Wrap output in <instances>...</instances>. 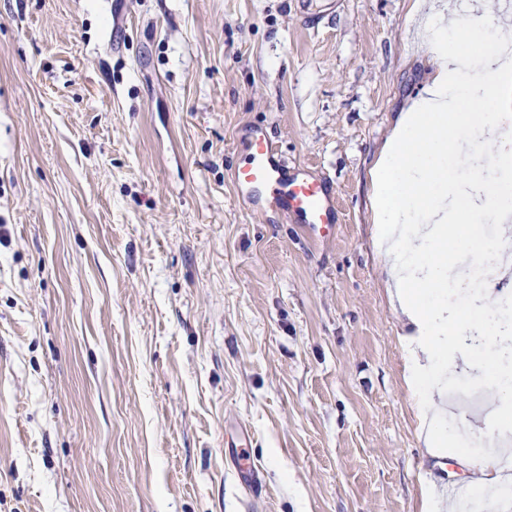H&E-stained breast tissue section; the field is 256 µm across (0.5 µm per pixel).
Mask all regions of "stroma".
Here are the masks:
<instances>
[{
	"instance_id": "35a3bbf8",
	"label": "stroma",
	"mask_w": 512,
	"mask_h": 512,
	"mask_svg": "<svg viewBox=\"0 0 512 512\" xmlns=\"http://www.w3.org/2000/svg\"><path fill=\"white\" fill-rule=\"evenodd\" d=\"M298 2L0 0V512H423L469 484L463 448L424 451L373 241L431 72L416 0ZM448 2L465 57L512 21ZM252 127L329 184L330 239L238 199ZM493 403L461 367L439 406L494 448ZM466 491L465 486L448 484L445 492L443 489L441 494H437L430 488L426 489L424 494L428 508L433 509V511H442L446 508V499L444 497L445 493L448 494V497L460 500L466 495Z\"/></svg>"
}]
</instances>
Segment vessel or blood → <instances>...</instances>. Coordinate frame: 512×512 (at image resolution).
Listing matches in <instances>:
<instances>
[{
	"label": "vessel or blood",
	"instance_id": "1",
	"mask_svg": "<svg viewBox=\"0 0 512 512\" xmlns=\"http://www.w3.org/2000/svg\"><path fill=\"white\" fill-rule=\"evenodd\" d=\"M241 146L245 158L233 185L247 207L257 213L299 215L311 237H330L336 205L325 182L308 168L288 165L260 130H251Z\"/></svg>",
	"mask_w": 512,
	"mask_h": 512
}]
</instances>
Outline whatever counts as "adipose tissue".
Segmentation results:
<instances>
[{"instance_id":"adipose-tissue-1","label":"adipose tissue","mask_w":512,"mask_h":512,"mask_svg":"<svg viewBox=\"0 0 512 512\" xmlns=\"http://www.w3.org/2000/svg\"><path fill=\"white\" fill-rule=\"evenodd\" d=\"M427 32L433 46L432 77L423 94L400 113L372 169L375 239L387 272L390 296L409 332L404 338L408 385L424 444L443 456L449 443L438 424L434 394L459 363L471 362L464 330L483 331L486 307L437 303L434 291L454 269L452 230L491 211L496 222H512V199L494 195L492 204L476 201L451 157L458 144L475 140V119L492 121L512 112V33L491 26L483 38V61L469 81L454 50L465 35L448 9L431 12Z\"/></svg>"}]
</instances>
